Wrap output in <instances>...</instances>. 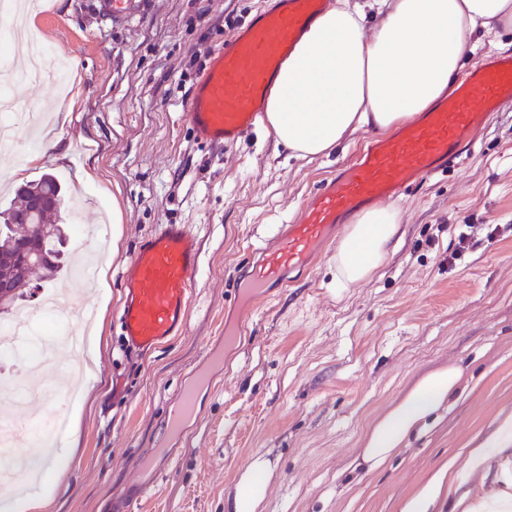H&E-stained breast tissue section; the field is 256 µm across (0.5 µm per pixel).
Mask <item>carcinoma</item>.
Returning a JSON list of instances; mask_svg holds the SVG:
<instances>
[{
    "label": "carcinoma",
    "instance_id": "obj_1",
    "mask_svg": "<svg viewBox=\"0 0 512 512\" xmlns=\"http://www.w3.org/2000/svg\"><path fill=\"white\" fill-rule=\"evenodd\" d=\"M66 193L67 188L56 175L45 173L39 180L20 186L14 204L0 211V225L7 227V232L0 233V289L5 297L0 313L11 314L27 297L25 287L29 286L30 273L22 269L18 253L21 243L36 242L50 256L51 263L41 267L44 282L54 281L67 270V236L63 225L51 222L54 212L49 208L29 213L32 196L49 194L61 201Z\"/></svg>",
    "mask_w": 512,
    "mask_h": 512
}]
</instances>
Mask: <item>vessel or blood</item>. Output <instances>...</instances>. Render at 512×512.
<instances>
[{
  "label": "vessel or blood",
  "mask_w": 512,
  "mask_h": 512,
  "mask_svg": "<svg viewBox=\"0 0 512 512\" xmlns=\"http://www.w3.org/2000/svg\"><path fill=\"white\" fill-rule=\"evenodd\" d=\"M330 0H263L250 19L208 57L185 103L196 139L215 147L247 140L267 122L269 98L283 64ZM512 104V51L479 57L432 110L391 135L373 139L335 175L312 192L287 224L251 248L252 303L269 299L291 272H307L315 257L336 242L341 224L359 208L397 201L405 190L442 172L460 159L484 129L491 113ZM200 263L196 237L182 224L162 225L130 259L119 308L120 332L133 348L149 350L182 335ZM193 389H182L166 424L179 430L194 412ZM30 469L48 470L58 448Z\"/></svg>",
  "instance_id": "1"
}]
</instances>
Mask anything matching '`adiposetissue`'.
<instances>
[{
  "label": "adipose tissue",
  "instance_id": "obj_1",
  "mask_svg": "<svg viewBox=\"0 0 512 512\" xmlns=\"http://www.w3.org/2000/svg\"><path fill=\"white\" fill-rule=\"evenodd\" d=\"M375 6L379 20L369 33L354 0H336L282 71L284 93L270 100L267 120L283 147L302 157L323 155L357 130L396 128L447 93L474 32L490 39L512 27V0H375ZM399 230L393 207L362 212L333 256L337 287L371 278ZM461 379L454 364L419 377L366 433L362 459L369 469L383 466L425 417L446 404ZM492 448L497 456H489ZM469 464L475 472L496 469L502 485L479 499L460 496L454 512H512V414L473 448ZM271 477L269 462L255 459L227 497L226 512H258Z\"/></svg>",
  "mask_w": 512,
  "mask_h": 512
}]
</instances>
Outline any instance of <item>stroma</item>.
Here are the masks:
<instances>
[{
	"label": "stroma",
	"instance_id": "1",
	"mask_svg": "<svg viewBox=\"0 0 512 512\" xmlns=\"http://www.w3.org/2000/svg\"><path fill=\"white\" fill-rule=\"evenodd\" d=\"M261 0H144L114 20L99 0H42L30 27L75 81L66 91L25 81L13 92L45 112L20 131L0 171L15 183L57 173L76 185L64 223L108 224L120 211L117 252H105L109 298L77 291L93 310L82 365L64 408L53 471L0 496V512L50 488L42 512H121L148 489V512H224L253 459L273 475L259 512H402L440 469L448 492L480 490L496 473L469 469L474 438L512 413V106L490 116L456 166L396 202L401 239L367 281L340 290L331 254L255 311L242 342L239 261L271 238L373 129L326 155L296 157L270 127L213 149L194 140L185 101L209 55ZM59 145H52L53 136ZM164 224L198 236L202 261L181 336L150 351L124 345L116 320L123 273ZM456 263H449V256ZM459 390L382 468L358 470L363 437L422 374L448 364ZM196 388L193 417L166 423L180 388Z\"/></svg>",
	"mask_w": 512,
	"mask_h": 512
}]
</instances>
